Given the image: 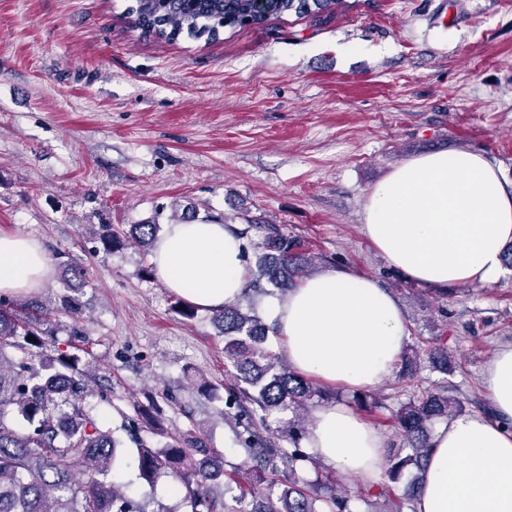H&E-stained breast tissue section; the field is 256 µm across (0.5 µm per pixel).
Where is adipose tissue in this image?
<instances>
[{
  "mask_svg": "<svg viewBox=\"0 0 512 512\" xmlns=\"http://www.w3.org/2000/svg\"><path fill=\"white\" fill-rule=\"evenodd\" d=\"M362 231L419 286L489 283L500 277L503 250L512 243V186L483 153H423L369 190ZM151 262L171 293L203 310L239 304L249 282L247 244L230 224L167 225ZM50 272L38 241L0 234L1 295L34 291ZM261 316L292 368L348 389L383 382L408 339L390 291L343 267L266 299ZM483 384L487 415L459 414L432 431L417 512H512V343L499 346ZM304 446L330 468L375 479L385 441L350 407L332 401L312 414Z\"/></svg>",
  "mask_w": 512,
  "mask_h": 512,
  "instance_id": "adipose-tissue-1",
  "label": "adipose tissue"
}]
</instances>
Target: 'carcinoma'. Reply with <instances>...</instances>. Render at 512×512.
Here are the masks:
<instances>
[{"label": "carcinoma", "mask_w": 512, "mask_h": 512, "mask_svg": "<svg viewBox=\"0 0 512 512\" xmlns=\"http://www.w3.org/2000/svg\"><path fill=\"white\" fill-rule=\"evenodd\" d=\"M343 0H136L129 8L132 28L157 38L173 40L182 31L219 37L226 27L263 25L270 17L294 11L300 15L331 12ZM159 225L134 224L130 234L150 248ZM314 256L300 239L272 231L261 242L259 274L286 291ZM70 291L57 311L77 319L81 315L79 292L84 269L70 265ZM53 311L42 301L18 302L0 297V512H146L144 504L112 482V470L124 457L118 443L103 429L92 408L85 405L91 377L79 367L73 342L84 336L70 330L63 343L56 338ZM224 333V356L234 369L227 403L237 409L248 466L246 483L229 498L215 494L224 478V492L239 474V467L224 468L207 445L192 432L172 436L153 426L158 441L135 440L139 478L154 484L161 476L172 478L185 490L191 512H356L351 498L339 493L336 476L300 448L305 430L300 416L317 399L326 396L269 353L264 343L270 327L260 317L239 306L215 315ZM54 352L43 353L47 343ZM9 348L22 353L3 365ZM431 368L454 372L456 361L448 349L427 351ZM401 380L411 388L409 401L392 413L391 422L405 447L385 458L389 483L359 487L356 500L372 506L381 498L392 504L386 512H415L418 485L403 496L395 492L405 471L424 472L428 441L436 420L462 410L445 387L415 385L417 358H406ZM14 407L16 426L5 421L4 408ZM294 414L283 426H273L283 412ZM288 441L284 448L271 435ZM312 469L315 478L301 472Z\"/></svg>", "instance_id": "carcinoma-1"}]
</instances>
